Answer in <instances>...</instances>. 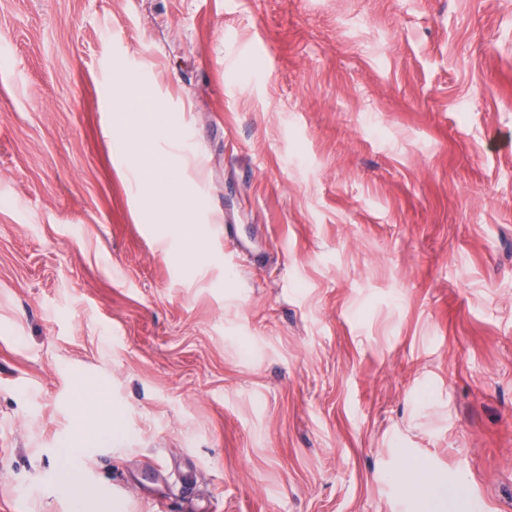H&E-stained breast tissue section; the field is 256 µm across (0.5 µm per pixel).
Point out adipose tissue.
Listing matches in <instances>:
<instances>
[{"label": "adipose tissue", "instance_id": "obj_1", "mask_svg": "<svg viewBox=\"0 0 512 512\" xmlns=\"http://www.w3.org/2000/svg\"><path fill=\"white\" fill-rule=\"evenodd\" d=\"M112 111V127L122 137L117 161L137 189L138 212L153 224L189 223L196 214L193 188L204 182L205 171L194 155L155 149L157 127H167L171 142L179 140L176 127L168 123L165 102L159 98L144 102L137 78L129 75L112 94Z\"/></svg>", "mask_w": 512, "mask_h": 512}]
</instances>
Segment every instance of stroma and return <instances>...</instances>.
Instances as JSON below:
<instances>
[{
  "instance_id": "stroma-1",
  "label": "stroma",
  "mask_w": 512,
  "mask_h": 512,
  "mask_svg": "<svg viewBox=\"0 0 512 512\" xmlns=\"http://www.w3.org/2000/svg\"><path fill=\"white\" fill-rule=\"evenodd\" d=\"M129 73L202 267L117 171ZM71 447L101 512H512V0H0V512H70Z\"/></svg>"
}]
</instances>
